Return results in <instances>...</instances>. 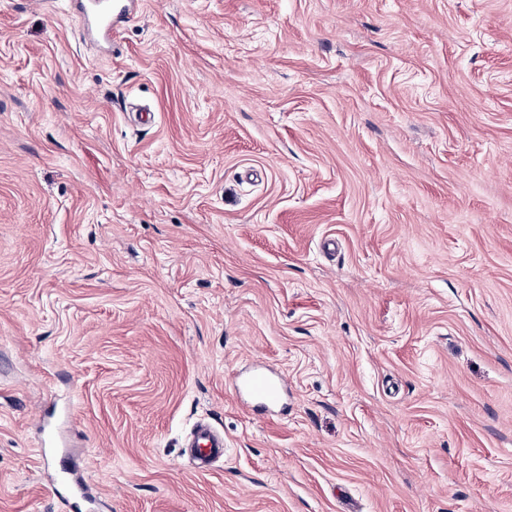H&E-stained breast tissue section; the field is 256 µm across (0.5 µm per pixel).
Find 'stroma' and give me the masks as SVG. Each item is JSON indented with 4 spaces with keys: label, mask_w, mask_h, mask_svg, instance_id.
Segmentation results:
<instances>
[{
    "label": "stroma",
    "mask_w": 512,
    "mask_h": 512,
    "mask_svg": "<svg viewBox=\"0 0 512 512\" xmlns=\"http://www.w3.org/2000/svg\"><path fill=\"white\" fill-rule=\"evenodd\" d=\"M0 512H512V0H0ZM80 5V13L90 25L89 30L111 39L114 23L119 19L128 21L137 12L132 9V2L124 0H81ZM236 387L239 393L246 391L260 405H266L283 392V386L262 371H255L250 376L240 379ZM186 447L192 448L194 466L207 469L224 457V435L202 422L196 425Z\"/></svg>",
    "instance_id": "stroma-1"
}]
</instances>
